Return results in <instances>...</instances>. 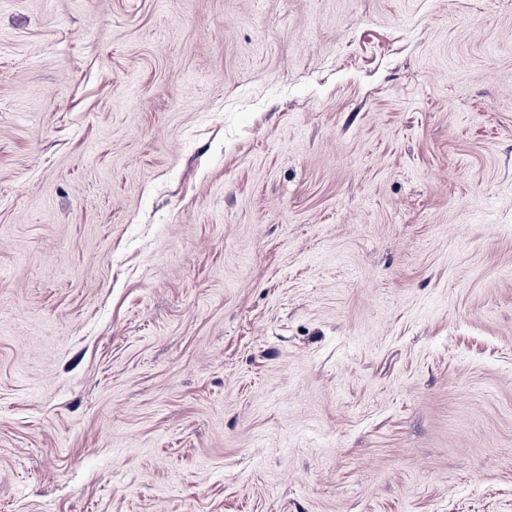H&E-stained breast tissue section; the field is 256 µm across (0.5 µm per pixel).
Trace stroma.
<instances>
[{
  "mask_svg": "<svg viewBox=\"0 0 512 512\" xmlns=\"http://www.w3.org/2000/svg\"><path fill=\"white\" fill-rule=\"evenodd\" d=\"M0 512H512V0H0Z\"/></svg>",
  "mask_w": 512,
  "mask_h": 512,
  "instance_id": "obj_1",
  "label": "stroma"
}]
</instances>
